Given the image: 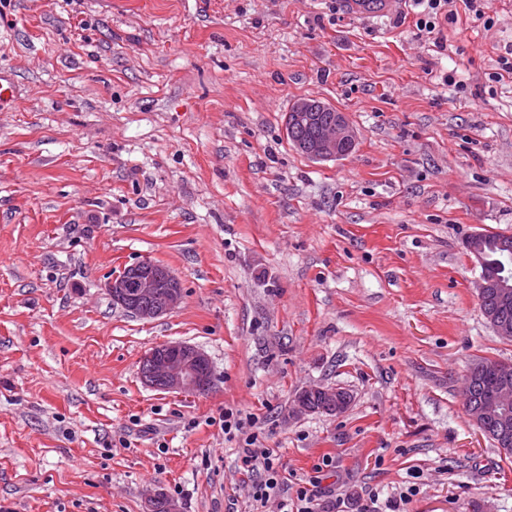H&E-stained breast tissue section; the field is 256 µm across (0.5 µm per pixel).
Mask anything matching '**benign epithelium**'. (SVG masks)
<instances>
[{"label": "benign epithelium", "instance_id": "benign-epithelium-1", "mask_svg": "<svg viewBox=\"0 0 512 512\" xmlns=\"http://www.w3.org/2000/svg\"><path fill=\"white\" fill-rule=\"evenodd\" d=\"M355 141L353 127L338 120L317 129L312 155L315 158L337 157L344 153L349 143ZM136 275L127 280L115 276L105 284L112 302L125 305L134 297V312L142 320H150L170 313L183 298L178 277L170 270H157L147 261L135 264ZM147 363L144 383L152 389L165 392H194L208 390L212 385L206 364L208 356L198 347L169 342L160 351L144 356ZM484 414L494 417L500 435L512 432V368L505 367L489 400Z\"/></svg>", "mask_w": 512, "mask_h": 512}]
</instances>
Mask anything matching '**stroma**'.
Segmentation results:
<instances>
[{
  "label": "stroma",
  "instance_id": "obj_1",
  "mask_svg": "<svg viewBox=\"0 0 512 512\" xmlns=\"http://www.w3.org/2000/svg\"><path fill=\"white\" fill-rule=\"evenodd\" d=\"M0 0V512H251L257 419L289 491L384 512H512V458L465 411L474 360L512 361L465 241L512 234V0L457 4L427 34L412 0ZM350 120L314 162L286 115ZM151 259L183 300L146 321L109 278ZM202 349L208 392L145 385L141 360ZM311 386L351 396L301 412ZM414 495H406L407 487ZM292 106L290 112H288V121H286V130L288 135V140L296 148L300 153L309 158L307 154V145L309 144L310 139L313 136L314 130L312 127L302 126L299 123H290V117H292ZM310 159V158H309Z\"/></svg>",
  "mask_w": 512,
  "mask_h": 512
}]
</instances>
